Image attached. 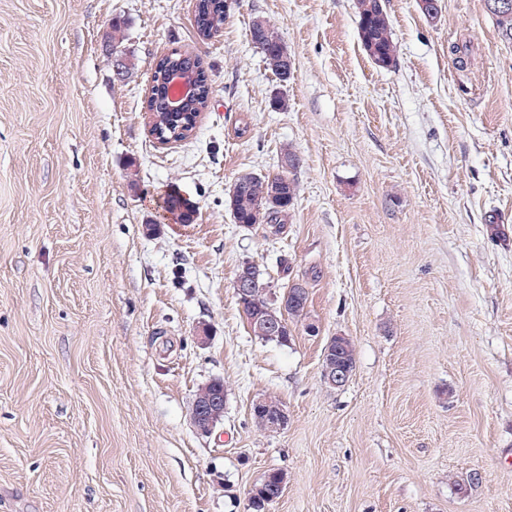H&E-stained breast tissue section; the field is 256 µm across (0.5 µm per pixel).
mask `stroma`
I'll return each instance as SVG.
<instances>
[{"mask_svg": "<svg viewBox=\"0 0 512 512\" xmlns=\"http://www.w3.org/2000/svg\"><path fill=\"white\" fill-rule=\"evenodd\" d=\"M355 3L237 0L203 40L196 0H0V512H252L272 470L268 512H512V44L486 0L433 19L386 0L381 68ZM174 48L213 94L163 146L143 103ZM288 149L284 233L235 224L229 186ZM173 193L193 223L166 218ZM246 262L275 293L305 282L288 344L251 332ZM334 336L355 348L340 388L322 375ZM214 379L224 417L203 436L190 412ZM268 397L284 428L254 423ZM249 34L263 55L267 68L280 83H287L291 76L292 60L275 27L264 18L256 17L249 26ZM277 480H278V495L277 496H271L269 495L265 501V510L268 508V506L275 501H277L280 497V495L283 492L284 484H285V476L283 473L279 472L277 473ZM276 480V474L274 471L268 472L263 479L253 487L249 492V501H252L251 508L254 512H264V508L260 505L259 502L253 501L254 497L256 495V489L258 493V498L262 500L263 496L272 491V488L276 486L277 484Z\"/></svg>", "mask_w": 512, "mask_h": 512, "instance_id": "obj_1", "label": "stroma"}]
</instances>
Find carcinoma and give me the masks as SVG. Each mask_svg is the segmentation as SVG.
Instances as JSON below:
<instances>
[{"label":"carcinoma","mask_w":512,"mask_h":512,"mask_svg":"<svg viewBox=\"0 0 512 512\" xmlns=\"http://www.w3.org/2000/svg\"><path fill=\"white\" fill-rule=\"evenodd\" d=\"M228 0H197L194 24L199 37L209 38L220 31L228 12ZM358 36L369 59L378 67H389L396 61L397 46L392 38L385 0H356ZM501 37L512 43V11L490 10ZM251 41L263 55L267 68L281 83L288 82L292 60L285 43L267 20L257 17L249 26ZM191 75L198 97L188 103L182 113L170 115L165 106L167 78L177 70ZM212 93L208 75L200 57L188 50L175 49L156 63L145 98V111L151 113L152 131L167 141L182 142L192 136L199 113L205 111ZM297 195V185L286 173L261 175L240 174L228 192V205L237 224H266L273 235L282 233ZM166 208L183 224L192 222L191 206L177 195H171ZM243 313L257 331L258 323H285L287 318L298 319L307 314L303 303L283 311L266 288H254L243 305ZM327 356L336 363L354 370L355 356L351 341Z\"/></svg>","instance_id":"obj_1"}]
</instances>
